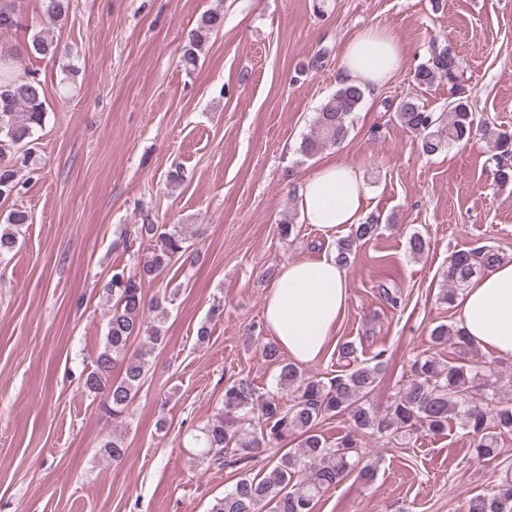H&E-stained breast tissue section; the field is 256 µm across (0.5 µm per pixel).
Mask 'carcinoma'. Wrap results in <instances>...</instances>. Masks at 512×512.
I'll return each instance as SVG.
<instances>
[{
    "mask_svg": "<svg viewBox=\"0 0 512 512\" xmlns=\"http://www.w3.org/2000/svg\"><path fill=\"white\" fill-rule=\"evenodd\" d=\"M43 2L51 18L60 19L69 10V0ZM223 20L217 10L201 15L181 49L184 68L196 67L203 46ZM18 25L19 14L12 0H0V30ZM25 52L52 59L67 55L66 48L42 31L31 35ZM443 77L448 79L452 97L447 114L429 112L411 97L402 99L396 108L398 123L418 137L426 155L465 144L473 132V112L460 85L457 55L449 44L434 48L432 61L414 74L419 85ZM363 99L361 88L339 86L320 106L313 130L302 142L303 155L311 157L343 143L349 134V117ZM46 116L40 81L20 72L13 58L0 65V200L18 195L19 170L36 165V134L45 126ZM484 135L497 179L509 181L512 133L487 126ZM27 223L29 214L21 208L10 210L0 219V257L17 248L20 228ZM379 229L373 219L355 225L354 233L338 243V263L348 266L356 243L374 237ZM134 239L147 244L148 256L134 271L112 268L105 285L112 296V314L94 369L83 381L85 391L101 396V407L114 422L129 414L150 371L149 353L131 351L132 340L143 336L155 345L163 340L166 299L160 295L147 298L144 285L160 280L176 263L193 262L197 256L179 224L166 227L148 220L134 225ZM498 261V253L489 246L455 252L448 262L450 288L444 291L443 300L453 303L456 288L467 285L478 272ZM431 340L437 345L453 342L459 348L458 358L447 361L430 354L416 357L401 395L384 409L372 402L386 371L384 353H377L369 362L360 361L354 345L347 342L339 350L342 369L325 377L310 375L295 362H281L279 345L263 343L262 357L280 364L278 385L288 389L290 397L262 393L243 377L229 378L216 413L195 428L192 456L200 463L222 466L228 458L232 464L242 465L269 453L271 465L257 473L243 470L231 489L214 501L210 512H315L324 493L351 472L366 476L376 470V463L360 448L365 435L389 444L410 434H442L448 422L456 420L473 435L477 457L497 456V434L512 432V398H497L495 388L477 394L475 382L483 374L468 364L465 354L472 343L460 328L439 324L432 330ZM117 367L120 373L114 377L112 371ZM338 414L349 417L354 431L331 445L318 431V425ZM290 439L295 446L283 447ZM465 512H512V470L504 471L495 491L470 494Z\"/></svg>",
    "mask_w": 512,
    "mask_h": 512,
    "instance_id": "1",
    "label": "carcinoma"
}]
</instances>
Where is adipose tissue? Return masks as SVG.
Listing matches in <instances>:
<instances>
[{"mask_svg":"<svg viewBox=\"0 0 512 512\" xmlns=\"http://www.w3.org/2000/svg\"><path fill=\"white\" fill-rule=\"evenodd\" d=\"M403 60L396 35L369 28L343 52L337 81L363 90L382 86ZM368 189L359 173L334 161L304 178L298 192L299 220L325 235L359 223ZM349 299L348 275L334 254L284 264L265 299L266 331L300 363L314 362L336 330ZM458 325L472 342L512 359V262L501 261L470 281L455 299Z\"/></svg>","mask_w":512,"mask_h":512,"instance_id":"obj_1","label":"adipose tissue"}]
</instances>
